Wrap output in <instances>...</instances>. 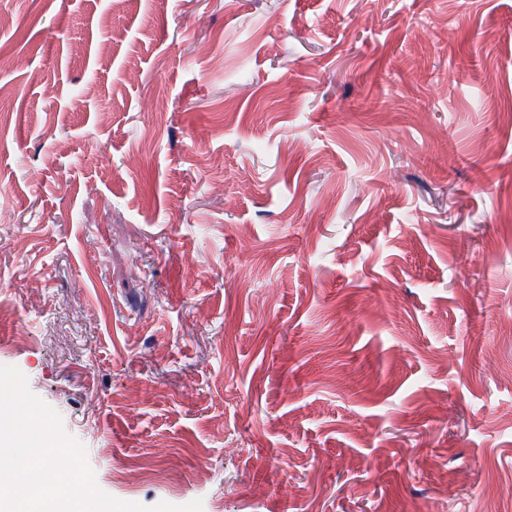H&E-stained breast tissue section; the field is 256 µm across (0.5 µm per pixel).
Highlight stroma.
<instances>
[{
	"instance_id": "stroma-1",
	"label": "stroma",
	"mask_w": 512,
	"mask_h": 512,
	"mask_svg": "<svg viewBox=\"0 0 512 512\" xmlns=\"http://www.w3.org/2000/svg\"><path fill=\"white\" fill-rule=\"evenodd\" d=\"M0 90V365L102 492L512 512V0H0Z\"/></svg>"
}]
</instances>
